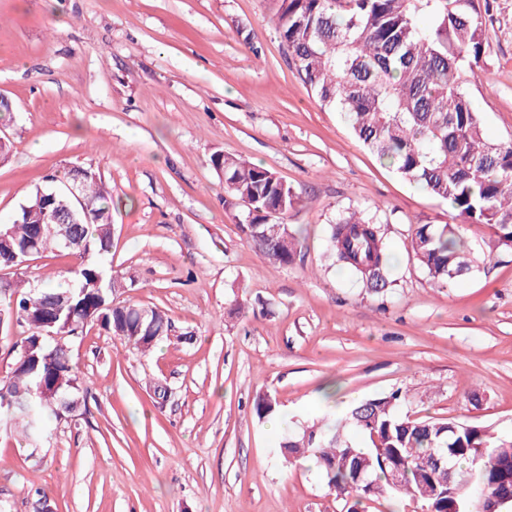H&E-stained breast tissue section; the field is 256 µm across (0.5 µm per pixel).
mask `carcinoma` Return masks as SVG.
<instances>
[{
  "label": "carcinoma",
  "mask_w": 512,
  "mask_h": 512,
  "mask_svg": "<svg viewBox=\"0 0 512 512\" xmlns=\"http://www.w3.org/2000/svg\"><path fill=\"white\" fill-rule=\"evenodd\" d=\"M485 9L487 0H281L277 32L289 65L321 106L341 113L383 164L448 202L458 216L490 226L495 246L512 248V143L485 138L480 113L461 81L464 66L478 64L483 54ZM214 162L224 167L225 193L247 208L241 232L273 262H293L299 239L272 216L294 205L291 187L271 170L234 156ZM83 194L92 203L81 217L83 250H64L53 238L31 245L45 209L36 192L0 227L11 232L19 264L48 250L80 259L63 281L46 279L24 291L9 284L4 321L25 325L29 334L10 372L0 378V422L19 428L32 446L48 436L54 422L76 416L81 389L70 342L37 341V322L53 315L55 329L80 335L96 325L143 355L172 327L157 307L141 319L142 305L114 302L126 283L100 261L112 243V189L91 169ZM328 247L350 276L365 282L374 273L371 288H388L385 275L393 257L374 218L339 215L330 225ZM410 248L440 287L472 270L455 224L415 225ZM66 294L71 308L54 315L55 300ZM406 397L398 389L361 401L340 420L322 419L287 435L281 453L287 460L313 458L336 496L354 497L347 512H358L365 500L393 495L436 512L455 503L465 512H481L488 500L512 492V480L501 474L503 466L512 470V441L497 440L477 424L402 418L396 408ZM276 406L267 393L253 401L260 419ZM434 455L448 459L471 482L448 487V472L426 467ZM395 463L404 471L398 485L387 477ZM362 464L367 484L356 480Z\"/></svg>",
  "instance_id": "1"
}]
</instances>
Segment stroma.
I'll use <instances>...</instances> for the list:
<instances>
[{"label":"stroma","instance_id":"obj_1","mask_svg":"<svg viewBox=\"0 0 512 512\" xmlns=\"http://www.w3.org/2000/svg\"><path fill=\"white\" fill-rule=\"evenodd\" d=\"M464 86L487 137L512 142V0H490ZM279 0H0V224L70 165L112 189L120 298L163 310L143 355L94 327L71 345L86 412L42 448L0 426V512H340L318 467L285 462L284 431L407 391L400 416L479 423L512 439V249L382 165L289 67ZM224 153L291 187L302 248L269 261L241 232ZM373 213L396 256L376 293L336 271L326 228ZM457 223L473 261L438 288L417 224Z\"/></svg>","mask_w":512,"mask_h":512}]
</instances>
